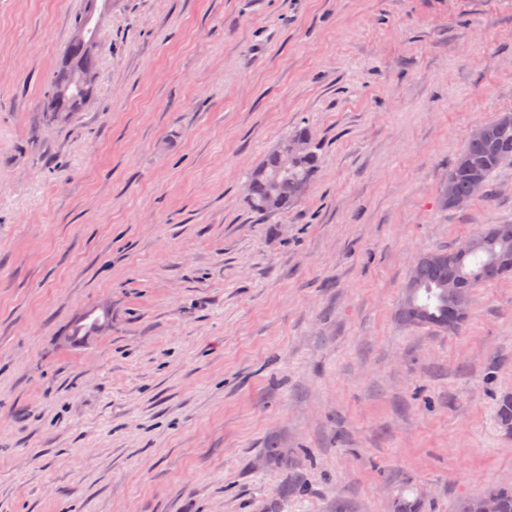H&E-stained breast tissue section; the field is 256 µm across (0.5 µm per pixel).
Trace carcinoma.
<instances>
[{"instance_id":"cac0c4a2","label":"carcinoma","mask_w":512,"mask_h":512,"mask_svg":"<svg viewBox=\"0 0 512 512\" xmlns=\"http://www.w3.org/2000/svg\"><path fill=\"white\" fill-rule=\"evenodd\" d=\"M90 2L84 0L83 9L73 20V25L86 28V41L75 52L73 67L52 74L43 94L45 98L54 94L71 103L90 93L91 85L84 81L83 75L97 71L100 46L98 29L90 24ZM488 126L492 130L491 138L466 142L469 164L463 166L456 159L448 169V192L441 193V199L450 209L453 205L448 196L469 195L473 176H479L487 187L498 169L512 164V126L500 131L496 120ZM318 163L319 156L312 150L304 160L280 174L276 154L269 152L260 164L265 174L254 184L252 199L245 201L247 208L258 214L267 213L264 199L270 189L278 200L277 211L293 207L314 178ZM450 278L458 282V292L463 295L471 294V289L481 283L512 280V224H491L453 247L421 255L415 276L406 283L397 310L398 320L417 328L461 329L469 313L455 310L448 303V289L444 284ZM488 493L498 496L501 512H512V486L496 485Z\"/></svg>"}]
</instances>
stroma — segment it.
<instances>
[{"label":"stroma","mask_w":512,"mask_h":512,"mask_svg":"<svg viewBox=\"0 0 512 512\" xmlns=\"http://www.w3.org/2000/svg\"><path fill=\"white\" fill-rule=\"evenodd\" d=\"M82 6L0 0V512H459L512 479V281L454 334L396 318L420 254L512 224V166L439 197L512 113V0H110L92 103L43 111ZM304 126L315 180L249 211Z\"/></svg>","instance_id":"stroma-1"}]
</instances>
